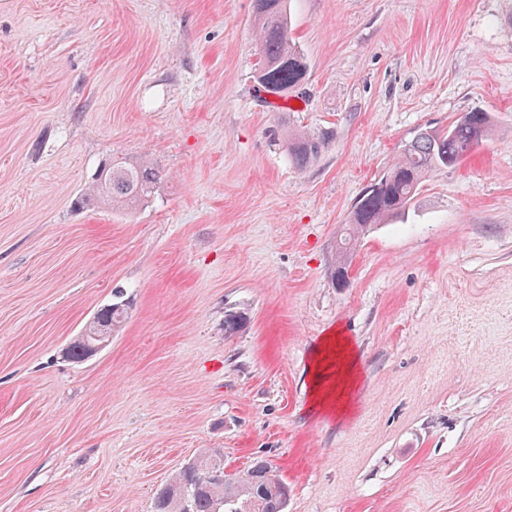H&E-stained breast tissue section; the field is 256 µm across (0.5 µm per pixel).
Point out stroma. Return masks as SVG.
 I'll list each match as a JSON object with an SVG mask.
<instances>
[{
    "label": "stroma",
    "mask_w": 512,
    "mask_h": 512,
    "mask_svg": "<svg viewBox=\"0 0 512 512\" xmlns=\"http://www.w3.org/2000/svg\"><path fill=\"white\" fill-rule=\"evenodd\" d=\"M252 7L0 0V512H152L206 448L268 461L286 512H512V0H288L290 118L332 134L302 170ZM475 109L492 135L337 287L357 198ZM115 157L156 162L154 194L79 208ZM120 295L123 325L69 359ZM336 328L362 369L343 420L310 409Z\"/></svg>",
    "instance_id": "stroma-1"
}]
</instances>
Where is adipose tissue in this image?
Segmentation results:
<instances>
[{"mask_svg":"<svg viewBox=\"0 0 512 512\" xmlns=\"http://www.w3.org/2000/svg\"><path fill=\"white\" fill-rule=\"evenodd\" d=\"M311 374L312 406L342 417L349 413L351 395L360 382L358 355L341 331L324 336L315 347Z\"/></svg>","mask_w":512,"mask_h":512,"instance_id":"obj_1","label":"adipose tissue"}]
</instances>
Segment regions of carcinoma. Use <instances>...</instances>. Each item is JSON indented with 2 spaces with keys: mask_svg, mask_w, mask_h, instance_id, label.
Returning a JSON list of instances; mask_svg holds the SVG:
<instances>
[{
  "mask_svg": "<svg viewBox=\"0 0 512 512\" xmlns=\"http://www.w3.org/2000/svg\"><path fill=\"white\" fill-rule=\"evenodd\" d=\"M254 26L260 43L258 83L278 89L286 98L306 76V64L288 32L287 0H254ZM494 123L487 112L460 114L446 129L425 130L404 146L374 182L375 189L364 191L351 211L350 224L339 245L336 283L348 282L351 242L378 224L400 214L418 194L432 172L453 167L492 132ZM329 133L284 128L288 156L298 169H304L320 156ZM161 180L157 164L115 158L104 165L82 205L103 204L115 209H133L145 202ZM126 303L116 301L102 307L69 349L74 359L88 355L94 336H110L125 319ZM247 317L232 312L224 317V335H235ZM288 485L272 466L257 461L239 473L224 471V454L218 449L201 453L182 467L157 492L153 512H286Z\"/></svg>",
  "mask_w": 512,
  "mask_h": 512,
  "instance_id": "cac0c4a2",
  "label": "carcinoma"
}]
</instances>
